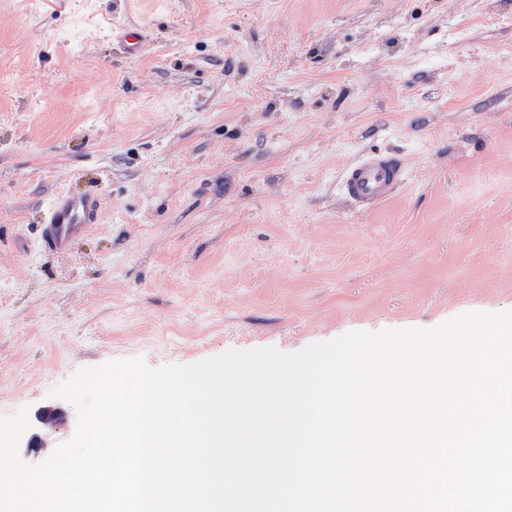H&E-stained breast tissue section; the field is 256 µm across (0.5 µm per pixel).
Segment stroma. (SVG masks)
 Returning a JSON list of instances; mask_svg holds the SVG:
<instances>
[{"label": "stroma", "mask_w": 512, "mask_h": 512, "mask_svg": "<svg viewBox=\"0 0 512 512\" xmlns=\"http://www.w3.org/2000/svg\"><path fill=\"white\" fill-rule=\"evenodd\" d=\"M370 152L405 177L362 210ZM89 189L101 223L41 253ZM509 310L512 0H0V416L60 414L26 463L83 367ZM403 176L401 165L390 156L365 154L346 167L342 190L351 203L373 207L391 196ZM101 202L94 191L60 192L44 212L39 233L40 247L47 253L69 250L92 224L100 223Z\"/></svg>", "instance_id": "obj_1"}]
</instances>
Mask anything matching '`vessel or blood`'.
<instances>
[{
  "label": "vessel or blood",
  "mask_w": 512,
  "mask_h": 512,
  "mask_svg": "<svg viewBox=\"0 0 512 512\" xmlns=\"http://www.w3.org/2000/svg\"><path fill=\"white\" fill-rule=\"evenodd\" d=\"M404 171L393 158L370 153L346 167L342 190L353 204L373 207L386 201L403 179ZM101 202L98 194L61 192L47 206L39 233L40 246L47 253H61L83 237L91 225L99 223Z\"/></svg>",
  "instance_id": "vessel-or-blood-1"
}]
</instances>
